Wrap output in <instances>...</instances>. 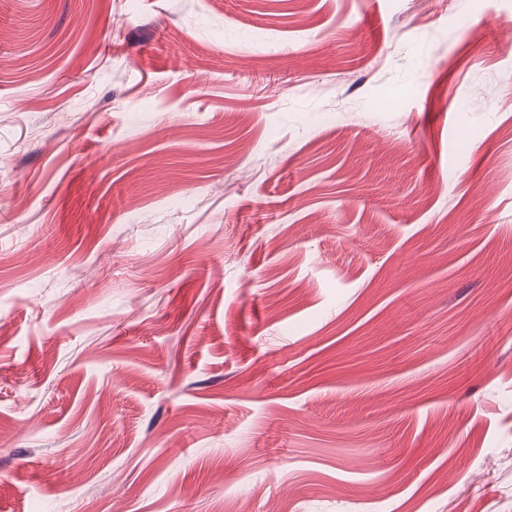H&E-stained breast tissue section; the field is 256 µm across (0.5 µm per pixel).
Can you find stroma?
Wrapping results in <instances>:
<instances>
[{
    "label": "stroma",
    "mask_w": 512,
    "mask_h": 512,
    "mask_svg": "<svg viewBox=\"0 0 512 512\" xmlns=\"http://www.w3.org/2000/svg\"><path fill=\"white\" fill-rule=\"evenodd\" d=\"M512 0H0V512H512Z\"/></svg>",
    "instance_id": "obj_1"
}]
</instances>
